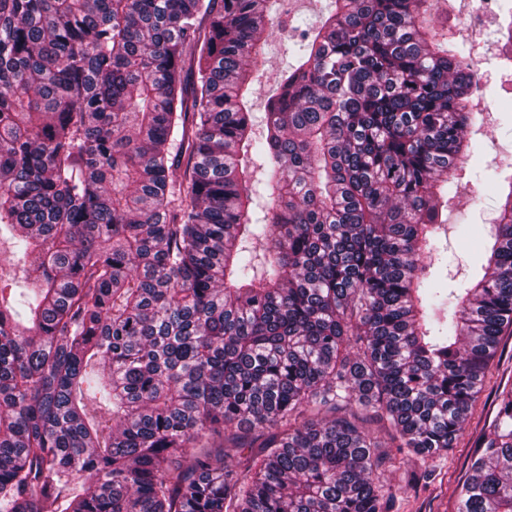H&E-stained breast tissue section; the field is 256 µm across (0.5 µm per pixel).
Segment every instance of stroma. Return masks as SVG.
Segmentation results:
<instances>
[{
  "mask_svg": "<svg viewBox=\"0 0 512 512\" xmlns=\"http://www.w3.org/2000/svg\"><path fill=\"white\" fill-rule=\"evenodd\" d=\"M510 4L512 0H494L491 18L468 32L459 31V19L481 9V0H438L430 16L431 24L447 27L452 41L463 45L465 55L475 65L480 83L473 104L486 112V122L475 136L476 150L461 165L460 195L444 212L438 231L441 252L437 266L447 269L452 288L461 287L472 275L474 258L497 215L498 195L492 182L495 171L512 173V63L503 57L498 33ZM327 8L328 0H290L284 5L258 62L259 81L252 96L256 115L264 114L281 69L292 59L299 36L294 28L296 20L316 23ZM459 224L471 225L470 236L458 235L455 227ZM506 385H512V328L501 336L471 414L448 453L426 463L412 454L388 449L378 475L392 489L389 512H456L457 489L467 476L472 447L495 416L496 391Z\"/></svg>",
  "mask_w": 512,
  "mask_h": 512,
  "instance_id": "stroma-1",
  "label": "stroma"
}]
</instances>
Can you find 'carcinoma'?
<instances>
[{"label": "carcinoma", "instance_id": "1", "mask_svg": "<svg viewBox=\"0 0 512 512\" xmlns=\"http://www.w3.org/2000/svg\"><path fill=\"white\" fill-rule=\"evenodd\" d=\"M275 2L0 0V512H387L363 422L462 431L512 328V180L428 272L478 74L433 0H331L258 137ZM457 512H512V389Z\"/></svg>", "mask_w": 512, "mask_h": 512}]
</instances>
